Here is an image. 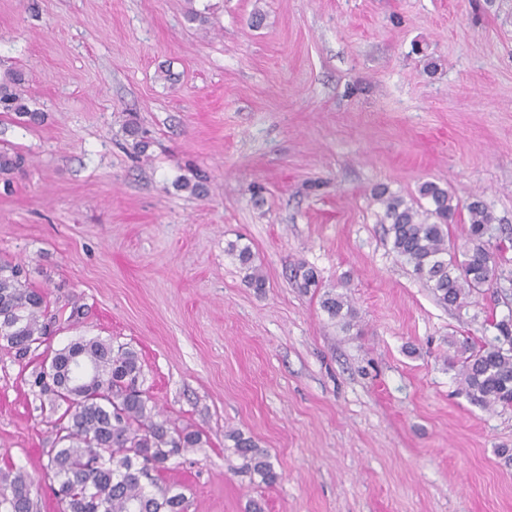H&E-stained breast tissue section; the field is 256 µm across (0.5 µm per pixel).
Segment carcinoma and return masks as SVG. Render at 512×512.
<instances>
[{
    "mask_svg": "<svg viewBox=\"0 0 512 512\" xmlns=\"http://www.w3.org/2000/svg\"><path fill=\"white\" fill-rule=\"evenodd\" d=\"M24 83L19 71L0 79V111L27 124L39 114L25 103ZM26 164L22 153L0 148L4 188L11 187ZM419 195L433 208L423 211L384 187L375 191L384 206L382 223L391 250L439 303L460 307L503 276L504 231L483 201L473 199L466 205L467 246L459 254L447 232L459 204L435 182L423 183ZM228 251L236 255L250 284L264 288L250 247L230 243ZM321 305L330 318L351 327L354 312L347 296L328 292ZM48 307L45 291L29 286L24 264L0 262V343L18 362H26L47 342ZM487 322L497 334L480 343L464 340L458 360L448 359V369H458L466 394L483 406H511L512 319L490 315ZM142 373L137 352L99 337L80 338L46 354L40 369L31 373L28 383L39 388L41 407L51 412L64 407L47 464L59 512H186L183 493L170 488L153 493L147 486H157L155 475L166 470L167 462L202 447V434L156 418L150 397L138 387ZM228 438L239 460L234 471L258 477L265 485L276 483L279 474L267 450L241 432ZM31 487L24 469L0 471V512H33Z\"/></svg>",
    "mask_w": 512,
    "mask_h": 512,
    "instance_id": "1",
    "label": "carcinoma"
}]
</instances>
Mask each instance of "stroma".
Segmentation results:
<instances>
[{"instance_id":"35a3bbf8","label":"stroma","mask_w":512,"mask_h":512,"mask_svg":"<svg viewBox=\"0 0 512 512\" xmlns=\"http://www.w3.org/2000/svg\"><path fill=\"white\" fill-rule=\"evenodd\" d=\"M14 70L44 119L0 116V147L29 159L0 190V262L50 310L80 305L51 348L135 350L157 409L202 433L159 477L187 512H512V408L474 402L446 364L512 316V277L440 304L373 195L415 203L433 181L512 229V0H0ZM331 289L353 327L322 309ZM28 375L0 348V468L58 512ZM233 430L275 485L233 473ZM228 251L235 254L238 258L239 264L243 270H245L246 278L249 280L253 288L261 290L265 288V279L259 273L258 269L253 265V253L249 246L245 245L239 247L236 243L228 244Z\"/></svg>"}]
</instances>
